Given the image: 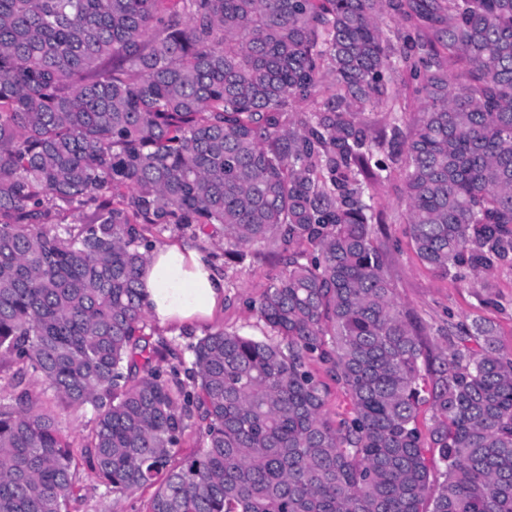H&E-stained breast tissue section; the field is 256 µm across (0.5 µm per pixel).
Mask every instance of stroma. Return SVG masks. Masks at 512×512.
I'll return each instance as SVG.
<instances>
[{"mask_svg": "<svg viewBox=\"0 0 512 512\" xmlns=\"http://www.w3.org/2000/svg\"><path fill=\"white\" fill-rule=\"evenodd\" d=\"M366 117L373 135L380 139L376 155L392 171L390 180L376 188L371 230L377 242L386 247L395 298L420 336L424 360L434 362L447 351L448 337L439 330L446 321L489 324L502 351L512 353V266L454 279L436 275L418 259L407 233L402 164L392 158L391 149L383 140L387 119L378 108L367 110ZM150 236L159 247L194 242L224 278L221 313L180 328L148 321L145 332L151 340L164 339L184 347L218 327L257 339L269 335V328L258 322L250 303L269 288L279 273L276 252L255 247L248 250L243 263L234 264L225 261L222 246L207 238L195 239L172 227L162 232L151 231ZM152 494V489L144 488L118 498L87 478L81 498L72 504L71 512H146Z\"/></svg>", "mask_w": 512, "mask_h": 512, "instance_id": "1", "label": "stroma"}]
</instances>
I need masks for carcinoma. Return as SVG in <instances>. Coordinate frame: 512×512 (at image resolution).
Masks as SVG:
<instances>
[{"label": "carcinoma", "mask_w": 512, "mask_h": 512, "mask_svg": "<svg viewBox=\"0 0 512 512\" xmlns=\"http://www.w3.org/2000/svg\"><path fill=\"white\" fill-rule=\"evenodd\" d=\"M401 72L424 100L410 135ZM369 106L420 261L511 263L512 0H0V375L20 389L0 398V512L79 499L63 425L86 408L88 474L155 487L149 512H512V357L450 322L422 365L371 233L390 171ZM148 225L282 254L251 303L273 335L209 330L189 362L151 343ZM312 361L350 400L337 423Z\"/></svg>", "instance_id": "obj_1"}]
</instances>
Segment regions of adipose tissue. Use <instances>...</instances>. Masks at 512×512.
<instances>
[{"label":"adipose tissue","mask_w":512,"mask_h":512,"mask_svg":"<svg viewBox=\"0 0 512 512\" xmlns=\"http://www.w3.org/2000/svg\"><path fill=\"white\" fill-rule=\"evenodd\" d=\"M139 290L147 311L160 325L190 323L224 305V280L203 253L186 244L153 251Z\"/></svg>","instance_id":"ef3b65f1"}]
</instances>
